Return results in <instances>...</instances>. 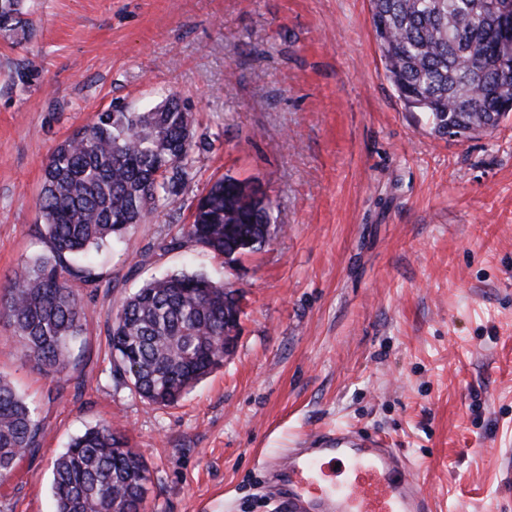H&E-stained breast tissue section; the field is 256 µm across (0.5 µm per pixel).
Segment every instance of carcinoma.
I'll use <instances>...</instances> for the list:
<instances>
[{"mask_svg": "<svg viewBox=\"0 0 512 512\" xmlns=\"http://www.w3.org/2000/svg\"><path fill=\"white\" fill-rule=\"evenodd\" d=\"M387 76L404 106L426 115L435 135L493 130L512 111V64L497 70L496 14L485 0H370ZM22 0H0V30L26 33ZM163 112L105 110L59 143L44 168L36 209L45 255L20 264L0 291L7 321L32 368L69 376L85 333V303L75 282L97 283L94 257L169 200L191 179V113L179 98ZM245 180H216L183 237L237 264L262 250L272 202L245 201ZM239 291L202 273L179 272L124 299L109 328L115 372L150 407L183 392L224 364L229 304ZM35 403L0 372V480L40 447ZM150 472L109 422L72 439L54 462L56 512H143Z\"/></svg>", "mask_w": 512, "mask_h": 512, "instance_id": "cac0c4a2", "label": "carcinoma"}]
</instances>
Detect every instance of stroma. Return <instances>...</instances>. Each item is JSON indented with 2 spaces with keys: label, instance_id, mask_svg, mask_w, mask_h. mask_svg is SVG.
I'll use <instances>...</instances> for the list:
<instances>
[{
  "label": "stroma",
  "instance_id": "1",
  "mask_svg": "<svg viewBox=\"0 0 512 512\" xmlns=\"http://www.w3.org/2000/svg\"><path fill=\"white\" fill-rule=\"evenodd\" d=\"M24 9L28 42L0 32V289L45 253L43 169L95 113L176 95L211 146L102 256L69 382L25 363L0 320V371L45 424L0 512H53V460L102 421L150 469L145 512H283L264 461L324 427L388 438L435 512H512V114L434 136L386 76L369 0ZM224 175L260 186L280 227L234 270L180 239ZM178 271L232 283L241 329L221 368L152 408L114 376L108 329L128 294Z\"/></svg>",
  "mask_w": 512,
  "mask_h": 512
}]
</instances>
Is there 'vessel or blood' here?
Listing matches in <instances>:
<instances>
[{"mask_svg":"<svg viewBox=\"0 0 512 512\" xmlns=\"http://www.w3.org/2000/svg\"><path fill=\"white\" fill-rule=\"evenodd\" d=\"M286 512H431L400 449L353 430L324 429L270 466Z\"/></svg>","mask_w":512,"mask_h":512,"instance_id":"b4317fda","label":"vessel or blood"}]
</instances>
